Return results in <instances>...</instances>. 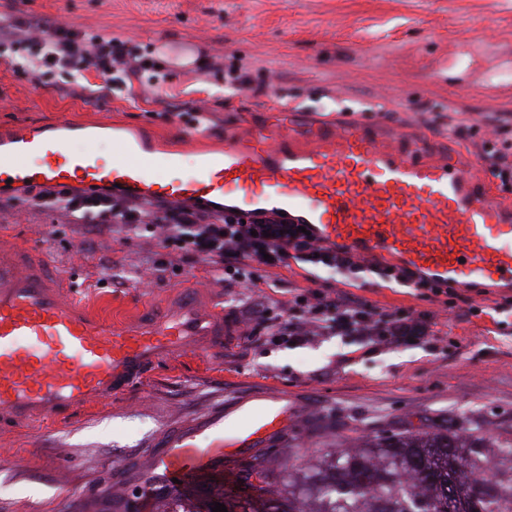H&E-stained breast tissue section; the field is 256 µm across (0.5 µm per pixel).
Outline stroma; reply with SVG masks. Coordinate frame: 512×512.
<instances>
[{
    "label": "stroma",
    "mask_w": 512,
    "mask_h": 512,
    "mask_svg": "<svg viewBox=\"0 0 512 512\" xmlns=\"http://www.w3.org/2000/svg\"><path fill=\"white\" fill-rule=\"evenodd\" d=\"M48 27L131 40L153 64L154 83L134 97L90 100L60 73L35 84L0 51V128L62 117L103 130L94 146L112 156V135L143 129L171 144L196 102L209 111L212 143L225 128L263 118L271 103L315 117L391 121L480 159L482 146H512V0H0V14ZM208 60L200 69L199 60ZM470 127L452 129L457 113ZM28 191L0 195V232L49 248L56 268L87 303L163 301L182 288L223 308L234 333L224 351L190 352L160 364L124 396L64 422L0 428V512H119L150 494L161 443L253 392L287 398L284 435L262 453L271 484L288 460L367 437L422 429L512 433V305L504 289H460L453 307L413 289L341 274L321 284L350 288L383 311L430 314L434 335L394 347L355 336H317L275 346L248 338L240 302L201 261L171 255L158 236H89L38 209Z\"/></svg>",
    "instance_id": "stroma-1"
}]
</instances>
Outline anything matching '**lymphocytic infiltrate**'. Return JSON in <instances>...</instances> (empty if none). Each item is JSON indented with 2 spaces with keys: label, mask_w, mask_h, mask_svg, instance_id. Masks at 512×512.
<instances>
[{
  "label": "lymphocytic infiltrate",
  "mask_w": 512,
  "mask_h": 512,
  "mask_svg": "<svg viewBox=\"0 0 512 512\" xmlns=\"http://www.w3.org/2000/svg\"><path fill=\"white\" fill-rule=\"evenodd\" d=\"M5 45L26 50L22 61L13 65L18 75L38 83L57 71L76 81L92 70L102 80L98 89L102 95L112 92L115 73L133 79L147 69L146 61L121 38L87 36L60 26L38 33L25 21H0V47ZM34 203L97 234L109 232L130 239L142 229H153L162 248L176 250L190 260L207 261L228 288L258 284L264 275L294 263L338 272L351 280L374 274L436 300L457 294L447 282L418 275L405 266L361 259L346 248L322 244L276 212L247 215L228 209L217 220L200 206L156 208L119 193L90 195L69 189L41 191ZM249 310L268 336L287 342H301L319 334L358 336L370 344H397L430 333L429 325L409 310L382 313L365 299L343 290L327 292L309 287L293 297L287 311H274L261 302L250 303Z\"/></svg>",
  "instance_id": "obj_1"
}]
</instances>
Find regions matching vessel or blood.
I'll use <instances>...</instances> for the list:
<instances>
[{
	"mask_svg": "<svg viewBox=\"0 0 512 512\" xmlns=\"http://www.w3.org/2000/svg\"><path fill=\"white\" fill-rule=\"evenodd\" d=\"M83 125L61 120L0 131V185L119 190L142 200L202 203L242 213L270 207L314 225L329 243L441 275L456 288L512 283V205L477 169L375 125L266 121L228 131L192 176L154 173L146 137L115 140L111 159L75 151ZM224 311L184 294L114 320L79 301L47 254L0 240V415L62 420L123 395L165 361L224 351ZM288 405L264 392L236 399L211 421L167 440L166 478L231 470L245 451L282 435Z\"/></svg>",
	"mask_w": 512,
	"mask_h": 512,
	"instance_id": "vessel-or-blood-1",
	"label": "vessel or blood"
}]
</instances>
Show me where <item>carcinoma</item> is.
Segmentation results:
<instances>
[{
  "label": "carcinoma",
  "mask_w": 512,
  "mask_h": 512,
  "mask_svg": "<svg viewBox=\"0 0 512 512\" xmlns=\"http://www.w3.org/2000/svg\"><path fill=\"white\" fill-rule=\"evenodd\" d=\"M241 493L224 490V473L178 486H155L152 500L167 512H512V437L417 431L376 438L353 448L302 454L284 467L283 489L265 487L264 462L244 465ZM465 491L461 507L448 510V484Z\"/></svg>",
  "instance_id": "cac0c4a2"
}]
</instances>
